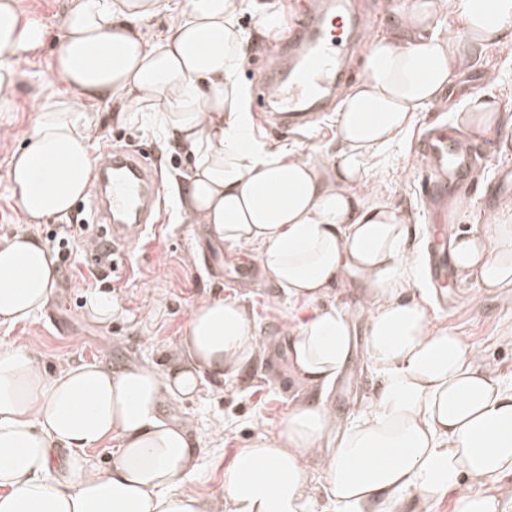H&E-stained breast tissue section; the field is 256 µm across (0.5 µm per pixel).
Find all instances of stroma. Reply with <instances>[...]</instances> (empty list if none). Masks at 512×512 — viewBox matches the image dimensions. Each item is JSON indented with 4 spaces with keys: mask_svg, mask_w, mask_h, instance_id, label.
Wrapping results in <instances>:
<instances>
[{
    "mask_svg": "<svg viewBox=\"0 0 512 512\" xmlns=\"http://www.w3.org/2000/svg\"><path fill=\"white\" fill-rule=\"evenodd\" d=\"M288 18V32L267 41L256 31L258 16L246 9L239 24L249 37L246 62L238 81L247 93L245 104L254 117V131L272 149L311 154L331 164L338 142V108L326 112L309 132L294 135L284 129L266 130L263 111L251 92L284 72L276 54L291 41L293 28L307 10V0H267ZM71 0H19L23 17L44 23L49 36L42 48L19 57L14 91L0 109V237L32 233L45 240L54 259L58 281L47 305L25 323L0 326V346L23 344L48 372L71 365L101 363L120 370L144 364L157 372L173 366V353L195 304L207 298L235 299L245 307L259 350L242 368L224 374L204 373L198 392L189 399H171L158 409L165 420L184 423L198 453L199 475L192 492L210 497L224 487V475L238 450L258 434H278L292 406L304 400H324L336 415L337 426L355 416L362 400L375 396L379 378L365 357L367 309L357 276L339 278L327 303L347 313L352 327L353 352L343 374L328 390L308 387L288 364V330L307 314L305 306L289 299L283 288L261 276L260 249L224 245L228 269L224 277L210 275L199 251L198 224L178 208L172 192L174 179L189 173L190 158L177 141L155 129L127 124L116 117L109 98L87 109L97 129L91 145L94 156L106 148L142 149L161 174L162 203L158 223L131 246L118 269L95 265L88 230L72 229L76 214H90L87 198H79L68 216L42 224H24L9 189L8 170L16 151L24 148L35 125L37 108L48 94L71 96L72 91L55 69L58 35ZM437 30L460 47L463 62L456 72V93L417 116L413 129L391 149L373 171L359 196L368 202L395 206L410 222L407 251L418 257L427 212L419 194L423 173L418 163V138L429 121L447 117L457 125L458 114L471 101L493 102L499 120L489 129L468 128L487 157L486 176L498 164L512 163V25L500 42L483 46L463 42L462 24L453 9H444ZM512 211V195L483 200L473 197L451 207L453 230L478 229L497 214ZM68 246L58 245V237ZM448 307L433 305L423 271H416L408 294L420 300L433 325L461 336L475 352L477 365L490 373L503 389H512V287L477 295L471 281L450 276ZM112 293L121 311L112 320L93 319L86 297L91 291Z\"/></svg>",
    "mask_w": 512,
    "mask_h": 512,
    "instance_id": "35a3bbf8",
    "label": "stroma"
}]
</instances>
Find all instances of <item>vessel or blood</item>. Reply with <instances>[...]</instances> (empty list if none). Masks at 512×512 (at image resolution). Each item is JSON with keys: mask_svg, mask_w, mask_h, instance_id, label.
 <instances>
[{"mask_svg": "<svg viewBox=\"0 0 512 512\" xmlns=\"http://www.w3.org/2000/svg\"><path fill=\"white\" fill-rule=\"evenodd\" d=\"M346 0H316L299 22L297 37L288 52L294 70L288 78L272 82L263 98L270 112L284 113L290 129L315 125L318 109L335 94L336 79L345 67L353 40L363 37V19H349ZM419 151L428 176L421 183L424 197L446 201L451 191L481 183L484 196L512 190V167H498L492 179L481 180L469 152L456 148L447 126L423 133ZM101 181L91 197L92 222L97 226L95 245L108 246L113 258H122L148 226L160 201V181L137 149L107 152L101 166ZM452 235L448 220L430 225L427 267L431 282L444 287L448 282V242Z\"/></svg>", "mask_w": 512, "mask_h": 512, "instance_id": "1", "label": "vessel or blood"}]
</instances>
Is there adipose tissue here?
Listing matches in <instances>:
<instances>
[{"label":"adipose tissue","instance_id":"1","mask_svg":"<svg viewBox=\"0 0 512 512\" xmlns=\"http://www.w3.org/2000/svg\"><path fill=\"white\" fill-rule=\"evenodd\" d=\"M165 2L74 0L55 58L74 95L42 100L28 145L10 162L22 223L66 216L87 190L96 164L87 102H134L120 120L171 133L193 160L180 210L221 242L260 246L264 275L310 305L288 330L292 370L309 385L332 386L351 357L347 316L321 300L341 275H360L371 306L365 355L380 392L341 432L324 403H298L278 436L261 434L239 449L223 491L203 498L187 489L198 470L187 431L159 418L157 407L195 393L203 373L253 358L251 322L239 301L193 307L179 340L184 360L165 376L98 364L51 374L28 347L1 346L0 512H315L312 456L336 512H368L407 494L426 498L460 476L472 486L455 512H501L483 487L512 472V392L476 364L459 336L431 326L423 304L404 299L416 269L407 256L410 227L392 205L361 204L356 190L416 114L452 90L461 54L434 33L439 13L452 6L464 36L479 45L501 39L512 0H405L341 101L339 147L328 169L310 156L271 150L253 134L237 81L248 46L237 22L246 0H184L180 18L155 37L141 24ZM17 3L0 0L7 54L0 104L16 82L11 56L42 47L48 35L40 21L22 18ZM451 259L480 291L512 286V220L458 232ZM56 280L38 236L0 239V325L28 321ZM331 434L337 440L329 448ZM114 438L111 467H93L87 449Z\"/></svg>","mask_w":512,"mask_h":512}]
</instances>
